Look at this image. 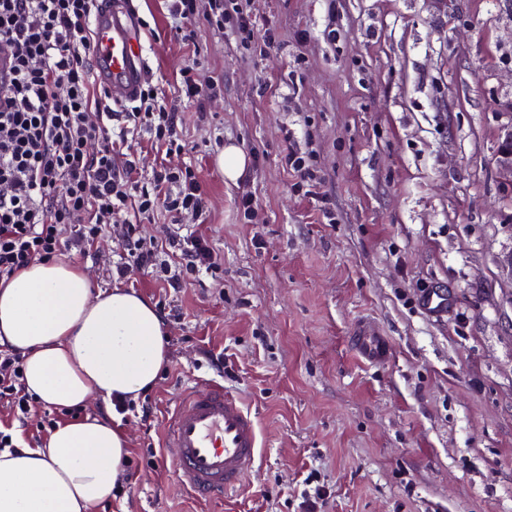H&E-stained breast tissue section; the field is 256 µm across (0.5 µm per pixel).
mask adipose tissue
<instances>
[{"label":"adipose tissue","mask_w":512,"mask_h":512,"mask_svg":"<svg viewBox=\"0 0 512 512\" xmlns=\"http://www.w3.org/2000/svg\"><path fill=\"white\" fill-rule=\"evenodd\" d=\"M0 345L25 356V388L45 404L137 399L169 359L161 318L135 293L94 290L84 271L41 262L0 282ZM128 438L99 419L58 424L44 447L0 452V512H90L108 499Z\"/></svg>","instance_id":"adipose-tissue-1"}]
</instances>
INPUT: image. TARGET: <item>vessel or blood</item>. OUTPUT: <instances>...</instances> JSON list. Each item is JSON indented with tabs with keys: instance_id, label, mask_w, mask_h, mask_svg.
Segmentation results:
<instances>
[{
	"instance_id": "b4317fda",
	"label": "vessel or blood",
	"mask_w": 512,
	"mask_h": 512,
	"mask_svg": "<svg viewBox=\"0 0 512 512\" xmlns=\"http://www.w3.org/2000/svg\"><path fill=\"white\" fill-rule=\"evenodd\" d=\"M93 19L94 80L111 104H130L145 76L139 15L131 0H97ZM262 446L257 419L243 402L198 378L174 402L160 461L187 491L220 501L254 472Z\"/></svg>"
}]
</instances>
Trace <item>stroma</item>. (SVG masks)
Returning a JSON list of instances; mask_svg holds the SVG:
<instances>
[{"label":"stroma","instance_id":"obj_1","mask_svg":"<svg viewBox=\"0 0 512 512\" xmlns=\"http://www.w3.org/2000/svg\"><path fill=\"white\" fill-rule=\"evenodd\" d=\"M135 6L148 77L181 114L186 154L170 162L199 170L200 230L221 268L177 292L138 272L118 284L112 234L80 260L95 287L168 314L152 417L121 419L125 476L91 512H306L318 487V512H512V177L498 159L512 132V0H251L256 39L275 38L261 58L199 22L184 43L164 0ZM192 62L224 83L186 104L177 82ZM290 130L315 140V194L294 192L282 162ZM228 144L249 158L234 186L217 163ZM246 190L252 224L237 209ZM436 291L445 308L429 307ZM362 323L382 358L359 352ZM198 377L223 381L264 442L220 503L155 457L168 407Z\"/></svg>","mask_w":512,"mask_h":512}]
</instances>
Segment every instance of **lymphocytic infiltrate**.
<instances>
[{
    "mask_svg": "<svg viewBox=\"0 0 512 512\" xmlns=\"http://www.w3.org/2000/svg\"><path fill=\"white\" fill-rule=\"evenodd\" d=\"M95 2L0 0V56L11 62L0 75V280L70 249L95 256L99 240L112 233L125 243L117 277L150 273L179 289L220 268L209 239L193 230L207 219L204 185L187 163L137 177L126 153L135 135L146 134L165 154H181L179 117L147 81L123 124L115 125L91 77L86 32ZM168 11L178 25L200 18L230 30L252 52L271 46L255 39L240 0H168ZM161 209L189 232H173L161 244L140 237L142 221ZM164 252L177 265L162 263ZM0 406L19 423L37 419V432L52 425L37 418L35 399L25 391L24 357L9 348L0 349Z\"/></svg>",
    "mask_w": 512,
    "mask_h": 512,
    "instance_id": "obj_1",
    "label": "lymphocytic infiltrate"
}]
</instances>
